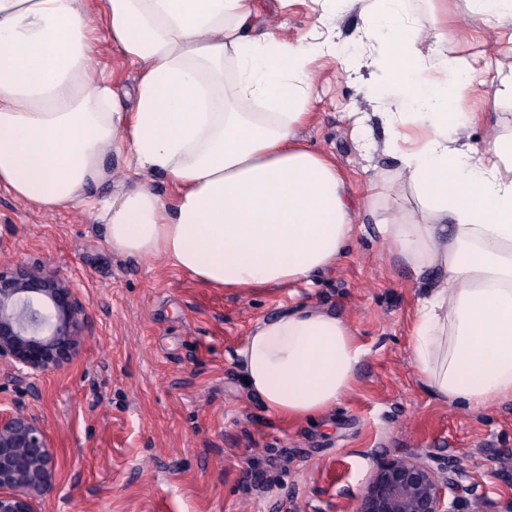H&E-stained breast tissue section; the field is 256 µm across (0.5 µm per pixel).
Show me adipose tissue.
Instances as JSON below:
<instances>
[{"label":"adipose tissue","mask_w":512,"mask_h":512,"mask_svg":"<svg viewBox=\"0 0 512 512\" xmlns=\"http://www.w3.org/2000/svg\"><path fill=\"white\" fill-rule=\"evenodd\" d=\"M405 10L361 12L378 42L364 92L392 81L400 94L387 146L401 166L379 194L406 185L420 207L375 229L431 282L409 338L420 385L478 411L512 401V136L471 143L452 102L472 79L431 77L426 25ZM259 12L258 0H0V186L45 211L91 207L114 252L165 257L213 288L332 269L357 231L350 185L298 132L313 117L311 58L339 51L290 43ZM104 40L138 73L133 107L95 72ZM116 155L141 181L106 193ZM156 173L168 193L144 184ZM365 354L342 317L298 306L260 321L237 366L271 415L297 421L336 406Z\"/></svg>","instance_id":"ef3b65f1"}]
</instances>
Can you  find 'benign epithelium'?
Listing matches in <instances>:
<instances>
[{
  "mask_svg": "<svg viewBox=\"0 0 512 512\" xmlns=\"http://www.w3.org/2000/svg\"><path fill=\"white\" fill-rule=\"evenodd\" d=\"M88 313L77 289L40 262L0 263V365L26 381L73 360L86 340ZM465 473L433 457L386 458L373 468L353 512H459L448 491ZM56 483V457L44 427L17 408H0V512H37Z\"/></svg>",
  "mask_w": 512,
  "mask_h": 512,
  "instance_id": "obj_1",
  "label": "benign epithelium"
}]
</instances>
